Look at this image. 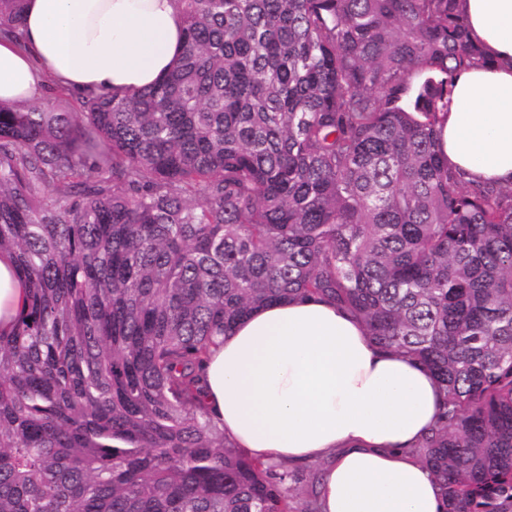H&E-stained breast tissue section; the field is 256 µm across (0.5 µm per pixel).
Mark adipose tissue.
Masks as SVG:
<instances>
[{
	"label": "adipose tissue",
	"mask_w": 512,
	"mask_h": 512,
	"mask_svg": "<svg viewBox=\"0 0 512 512\" xmlns=\"http://www.w3.org/2000/svg\"><path fill=\"white\" fill-rule=\"evenodd\" d=\"M487 64L460 72L441 152L466 180L512 185V0H462ZM23 42L0 39V101L42 95V77L124 94L173 67L177 0H25ZM29 284L0 252V332L26 314ZM205 403L250 456L324 465L320 512H442L428 467L409 452L440 389L419 364L379 351L363 324L319 299L283 300L240 321L205 368Z\"/></svg>",
	"instance_id": "1"
}]
</instances>
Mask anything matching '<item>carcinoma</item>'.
I'll return each mask as SVG.
<instances>
[{"label": "carcinoma", "instance_id": "obj_1", "mask_svg": "<svg viewBox=\"0 0 512 512\" xmlns=\"http://www.w3.org/2000/svg\"><path fill=\"white\" fill-rule=\"evenodd\" d=\"M153 86L0 102V512H318L204 405L219 337L316 298L427 369L443 512H512V187L440 150L459 0H178ZM24 0H0L23 44ZM43 97L40 101L32 103L33 105L53 104L59 109L73 111L77 106V100L79 93L65 91L66 94L60 92V89L56 87L55 81L45 76L43 78ZM29 284L8 252H0V332L7 334L28 309Z\"/></svg>", "mask_w": 512, "mask_h": 512}]
</instances>
